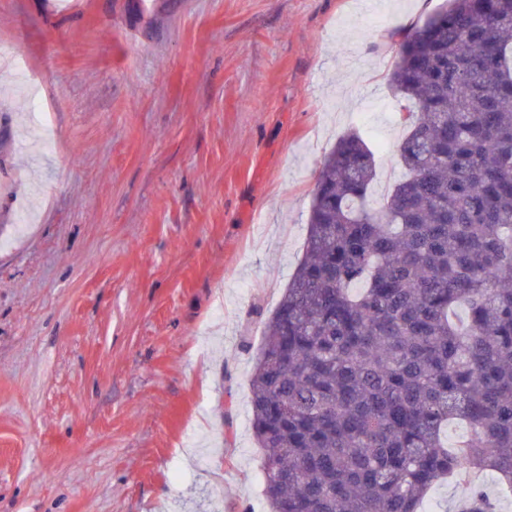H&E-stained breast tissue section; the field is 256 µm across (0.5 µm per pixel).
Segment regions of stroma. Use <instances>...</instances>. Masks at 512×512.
Instances as JSON below:
<instances>
[{
    "label": "stroma",
    "instance_id": "stroma-1",
    "mask_svg": "<svg viewBox=\"0 0 512 512\" xmlns=\"http://www.w3.org/2000/svg\"><path fill=\"white\" fill-rule=\"evenodd\" d=\"M444 0H0V512H269L265 323L337 138L400 175L390 34ZM7 61L16 71V74L23 79L36 93L37 82L28 74L26 68L21 64L18 54L12 45L0 44V60ZM40 95L34 94L31 98L30 105L33 111V123L42 137L46 145H52L55 137L54 129L45 118V114L41 111L39 106Z\"/></svg>",
    "mask_w": 512,
    "mask_h": 512
}]
</instances>
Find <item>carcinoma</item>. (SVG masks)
Here are the masks:
<instances>
[{
    "mask_svg": "<svg viewBox=\"0 0 512 512\" xmlns=\"http://www.w3.org/2000/svg\"><path fill=\"white\" fill-rule=\"evenodd\" d=\"M399 36L403 174L375 203L374 153L336 140L255 362L270 512H421L440 480L493 512L485 473L512 495V0Z\"/></svg>",
    "mask_w": 512,
    "mask_h": 512,
    "instance_id": "carcinoma-1",
    "label": "carcinoma"
}]
</instances>
